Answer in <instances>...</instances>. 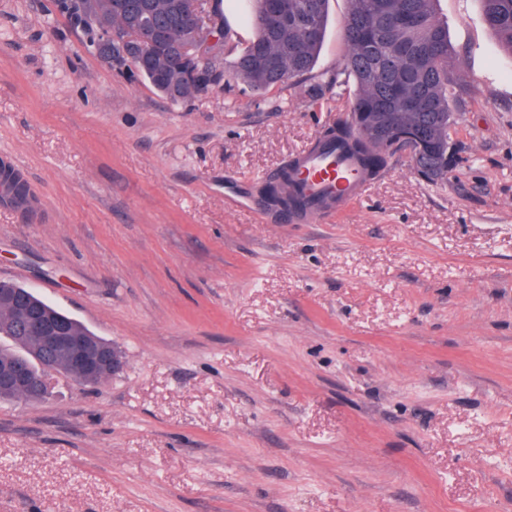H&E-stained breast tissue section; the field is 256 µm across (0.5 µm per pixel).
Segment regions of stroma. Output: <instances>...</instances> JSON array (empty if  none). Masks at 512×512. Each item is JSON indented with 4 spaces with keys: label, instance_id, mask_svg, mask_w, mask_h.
<instances>
[{
    "label": "stroma",
    "instance_id": "35a3bbf8",
    "mask_svg": "<svg viewBox=\"0 0 512 512\" xmlns=\"http://www.w3.org/2000/svg\"><path fill=\"white\" fill-rule=\"evenodd\" d=\"M349 0L315 69L270 91L230 41L174 103L111 68L51 0H0V281L125 356L0 401V512H512V53L480 0L448 27L455 161L389 158L367 193L289 224L264 186L347 102ZM5 201L23 213H33L37 201L23 175L0 158V202Z\"/></svg>",
    "mask_w": 512,
    "mask_h": 512
}]
</instances>
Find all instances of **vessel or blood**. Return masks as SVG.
I'll return each mask as SVG.
<instances>
[{"label":"vessel or blood","mask_w":512,"mask_h":512,"mask_svg":"<svg viewBox=\"0 0 512 512\" xmlns=\"http://www.w3.org/2000/svg\"><path fill=\"white\" fill-rule=\"evenodd\" d=\"M290 188L298 199L292 218L312 224L336 204L361 197L372 178L360 161L333 142L315 141L291 162Z\"/></svg>","instance_id":"vessel-or-blood-1"}]
</instances>
